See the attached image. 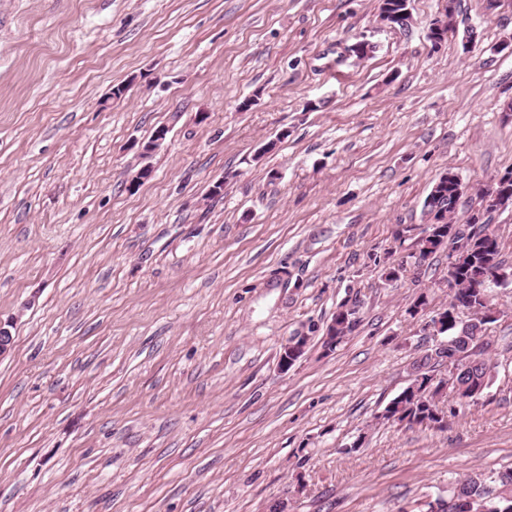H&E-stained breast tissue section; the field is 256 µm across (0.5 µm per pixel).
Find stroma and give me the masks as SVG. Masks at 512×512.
I'll return each mask as SVG.
<instances>
[{
  "label": "stroma",
  "instance_id": "1",
  "mask_svg": "<svg viewBox=\"0 0 512 512\" xmlns=\"http://www.w3.org/2000/svg\"><path fill=\"white\" fill-rule=\"evenodd\" d=\"M409 8L0 0V512H422L512 468V285L483 397L441 431L374 421L449 301L447 250L394 282L376 257L408 258L440 173L463 220L512 169V0Z\"/></svg>",
  "mask_w": 512,
  "mask_h": 512
}]
</instances>
